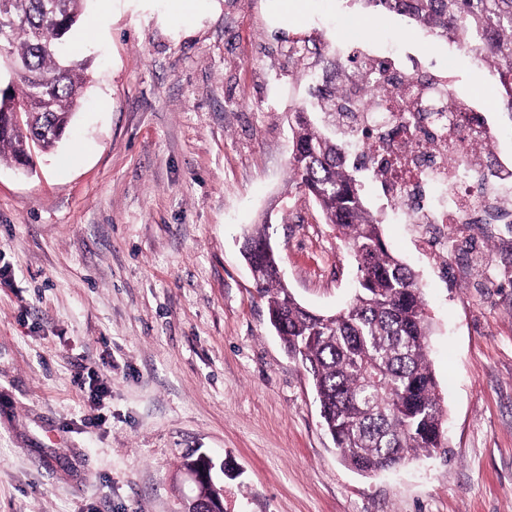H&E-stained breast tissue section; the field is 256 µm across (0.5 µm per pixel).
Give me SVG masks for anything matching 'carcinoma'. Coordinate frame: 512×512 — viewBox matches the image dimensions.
<instances>
[{
    "label": "carcinoma",
    "mask_w": 512,
    "mask_h": 512,
    "mask_svg": "<svg viewBox=\"0 0 512 512\" xmlns=\"http://www.w3.org/2000/svg\"><path fill=\"white\" fill-rule=\"evenodd\" d=\"M86 0H0V70L19 83L0 97V160L29 161L65 132L85 83L65 46ZM397 12L432 35L472 45L512 110V0H362ZM317 111L290 113V179L316 203L326 224L351 246L359 272L354 298L333 314L298 303L277 275L266 235L249 231L241 252L256 287L268 296L270 326L288 356L311 377L325 430L343 461L364 475L445 450L439 385L428 360L431 328L414 272L383 240L380 216L361 195L358 170L344 161L332 128L336 91L312 90ZM34 113L24 127L8 113Z\"/></svg>",
    "instance_id": "carcinoma-1"
}]
</instances>
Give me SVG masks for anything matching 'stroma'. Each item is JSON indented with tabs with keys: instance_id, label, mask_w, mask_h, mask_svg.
Returning <instances> with one entry per match:
<instances>
[{
	"instance_id": "1",
	"label": "stroma",
	"mask_w": 512,
	"mask_h": 512,
	"mask_svg": "<svg viewBox=\"0 0 512 512\" xmlns=\"http://www.w3.org/2000/svg\"><path fill=\"white\" fill-rule=\"evenodd\" d=\"M193 3L175 24L173 0H87L69 131L31 173L0 161V512H184L201 453L224 512H512V225L444 280L414 225L384 224L431 318L447 450L371 476L341 460L237 245L262 225L298 302L346 307L353 252L289 179L287 115L334 38L314 26L405 36L428 74L447 40L360 0ZM448 75L512 135L485 66Z\"/></svg>"
}]
</instances>
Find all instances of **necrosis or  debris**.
<instances>
[{
  "label": "necrosis or debris",
  "instance_id": "necrosis-or-debris-1",
  "mask_svg": "<svg viewBox=\"0 0 512 512\" xmlns=\"http://www.w3.org/2000/svg\"><path fill=\"white\" fill-rule=\"evenodd\" d=\"M356 69H337L334 84L345 89L353 116H340L343 150L365 162L368 181L384 211L415 225L425 248L447 273L448 253L472 260L493 236L490 212L507 207L496 180H481L495 166L512 169V156L494 132V115L483 101L459 93L433 92L417 74L418 62L397 48L358 52ZM489 139L491 156L468 153L471 141ZM473 225L457 238L456 227Z\"/></svg>",
  "mask_w": 512,
  "mask_h": 512
}]
</instances>
